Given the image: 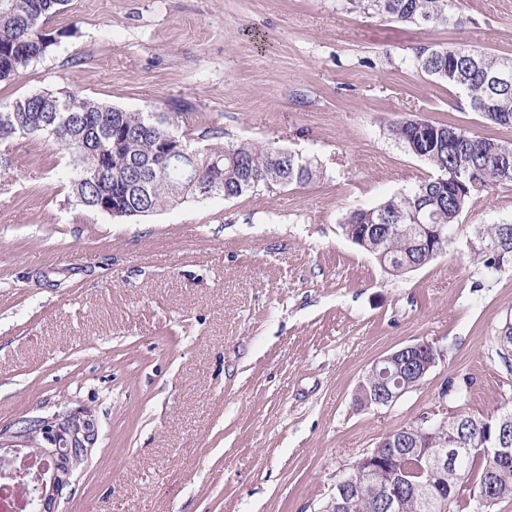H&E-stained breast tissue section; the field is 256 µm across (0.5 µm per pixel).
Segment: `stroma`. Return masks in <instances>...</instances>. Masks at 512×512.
<instances>
[{"mask_svg":"<svg viewBox=\"0 0 512 512\" xmlns=\"http://www.w3.org/2000/svg\"><path fill=\"white\" fill-rule=\"evenodd\" d=\"M463 28L405 26L344 0H69L54 43L0 98L74 91L177 114L214 142L316 157L308 184L190 199L115 221L77 208L50 142L0 163V427L84 406L100 438L60 512H323L359 455L404 426L512 409L496 335L512 266L473 259L482 224H512L495 187L446 253L395 275L345 215L430 173L389 131L419 117L512 142L411 63L468 41L512 56V0H459ZM432 343L423 384L354 401L372 362Z\"/></svg>","mask_w":512,"mask_h":512,"instance_id":"obj_1","label":"stroma"}]
</instances>
